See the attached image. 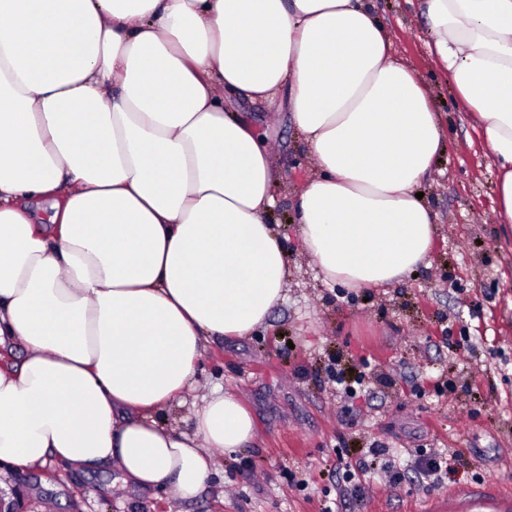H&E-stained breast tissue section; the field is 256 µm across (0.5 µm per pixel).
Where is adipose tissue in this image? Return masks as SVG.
<instances>
[{
	"label": "adipose tissue",
	"instance_id": "ef3b65f1",
	"mask_svg": "<svg viewBox=\"0 0 512 512\" xmlns=\"http://www.w3.org/2000/svg\"><path fill=\"white\" fill-rule=\"evenodd\" d=\"M424 14L511 225L512 0ZM283 90L314 159L304 251L335 284L400 281L433 243L415 188L443 130L366 0H0V347L25 351L0 365V463L112 464L189 500L253 439L218 388L193 433L155 415L211 338L263 325L288 283L269 147L224 110Z\"/></svg>",
	"mask_w": 512,
	"mask_h": 512
}]
</instances>
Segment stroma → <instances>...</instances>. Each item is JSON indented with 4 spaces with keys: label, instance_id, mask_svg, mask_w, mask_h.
I'll use <instances>...</instances> for the list:
<instances>
[{
    "label": "stroma",
    "instance_id": "stroma-1",
    "mask_svg": "<svg viewBox=\"0 0 512 512\" xmlns=\"http://www.w3.org/2000/svg\"><path fill=\"white\" fill-rule=\"evenodd\" d=\"M398 57L429 88L445 128L441 160L420 184L436 215L433 250L416 275L387 288L326 282L303 250L298 198L311 159L289 113L225 96L248 117L279 173L270 216L291 275L264 326L210 343L197 386L160 418L181 432L213 386L239 393L253 441L225 455L189 501L122 487L112 467L0 468V498L12 512H512V230L496 215V167L447 75L428 57L420 0H370ZM337 358L363 376L355 398L339 397L325 369ZM404 467L418 448L450 454L441 486L386 483L379 465L360 468L371 444ZM345 456H337V449ZM357 468L344 482L346 465ZM306 481L298 489L297 481Z\"/></svg>",
    "mask_w": 512,
    "mask_h": 512
}]
</instances>
